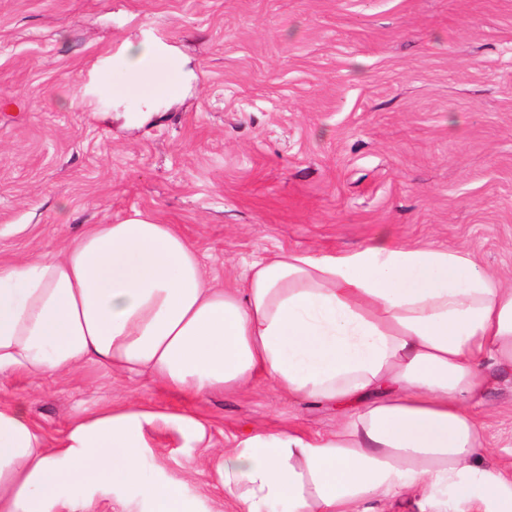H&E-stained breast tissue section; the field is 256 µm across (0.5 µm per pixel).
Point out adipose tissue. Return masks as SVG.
Wrapping results in <instances>:
<instances>
[{"mask_svg": "<svg viewBox=\"0 0 512 512\" xmlns=\"http://www.w3.org/2000/svg\"><path fill=\"white\" fill-rule=\"evenodd\" d=\"M124 66L181 81L161 44ZM148 377L199 402L263 377L342 409L335 432L247 426L212 451L209 422L132 399L78 416L49 446L17 403L0 402V512H83L71 485L134 487L153 512H197L178 480L149 478L154 434L207 453L239 512H376L392 494L446 512H512V480L480 466L473 413L494 371H512V288L467 251L411 247L381 230L352 251L281 252L219 286L176 225L92 224L58 252L0 262V374L35 379L86 364Z\"/></svg>", "mask_w": 512, "mask_h": 512, "instance_id": "1", "label": "adipose tissue"}]
</instances>
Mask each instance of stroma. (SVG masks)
<instances>
[{
  "instance_id": "stroma-1",
  "label": "stroma",
  "mask_w": 512,
  "mask_h": 512,
  "mask_svg": "<svg viewBox=\"0 0 512 512\" xmlns=\"http://www.w3.org/2000/svg\"><path fill=\"white\" fill-rule=\"evenodd\" d=\"M186 61L151 119L87 94L126 45ZM173 224L218 282L282 251L358 248L388 229L462 248L512 286V0H0V260L57 251L88 224ZM137 397L144 377L87 365L0 375L49 441L76 414ZM215 448L250 424L335 430L336 408L269 381L210 395ZM475 414L485 464L512 479V372ZM143 465L199 512H232L198 453L162 436ZM87 512H151L132 489L75 488Z\"/></svg>"
}]
</instances>
